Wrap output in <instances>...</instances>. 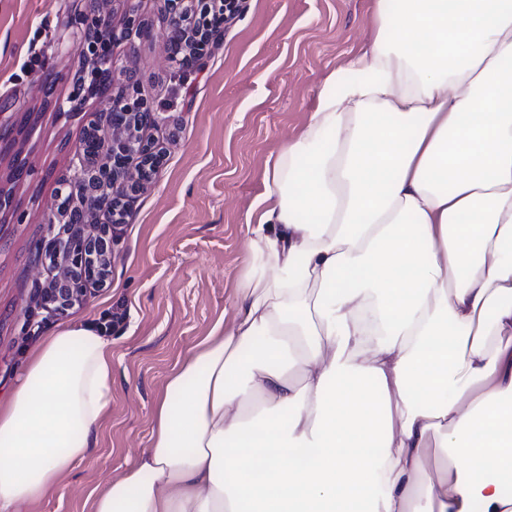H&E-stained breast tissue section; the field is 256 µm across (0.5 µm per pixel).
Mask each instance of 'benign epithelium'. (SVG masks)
I'll return each mask as SVG.
<instances>
[{
    "mask_svg": "<svg viewBox=\"0 0 512 512\" xmlns=\"http://www.w3.org/2000/svg\"><path fill=\"white\" fill-rule=\"evenodd\" d=\"M119 2L124 10L118 23L112 26L110 39L94 38L102 27L96 3L91 2L77 10L71 19L83 40L85 55H92L97 61L96 69L78 78V89H91L96 85L99 87L98 97L108 103L105 110L89 113L86 130L102 129L103 116L112 114V127L108 129L112 138V182L101 185L90 179L84 156L77 147L74 151V172L58 180L56 191L57 211L62 215L70 214L66 197L74 198L90 191L99 196L100 203L107 205L108 224L114 231L126 223L130 200L161 161V154L154 143L143 134L144 127L151 120V109L135 90L134 73L112 54V44L145 30V22L135 0ZM174 4L171 32L183 29L185 18L193 16L192 39L183 51L173 50L169 55L172 67L185 79L200 65L206 47L224 24V9L220 8L224 0H174ZM117 73L126 76L127 89L122 95L112 97L109 89ZM113 242L114 238L110 237L101 243L100 255L95 259L89 256L94 239L74 233L63 224L48 241L39 244L37 258L48 272L47 280L40 288L45 309L62 315L83 300L89 291L87 284L106 282L112 267Z\"/></svg>",
    "mask_w": 512,
    "mask_h": 512,
    "instance_id": "obj_1",
    "label": "benign epithelium"
}]
</instances>
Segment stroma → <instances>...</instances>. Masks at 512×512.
<instances>
[{
	"mask_svg": "<svg viewBox=\"0 0 512 512\" xmlns=\"http://www.w3.org/2000/svg\"><path fill=\"white\" fill-rule=\"evenodd\" d=\"M87 0H0V125L29 122L18 147L32 178L14 177L0 155V396L29 349L61 326L111 322L112 404L86 458L45 498L22 512H91L92 498L151 445L153 415L166 382L188 350L221 321L232 322L247 272V221L265 194L264 170L308 122L331 74L349 80L347 62L374 35L376 0H242L211 41L204 66L180 80L168 60L165 0H141L147 31L115 45L154 107L145 128L164 161L130 203L113 245L105 287L65 315L37 302L46 273L35 246L57 219V180L72 169L84 115L105 109L75 98L82 39L70 24ZM42 72L27 74L31 51ZM75 112L59 115L57 103Z\"/></svg>",
	"mask_w": 512,
	"mask_h": 512,
	"instance_id": "1",
	"label": "stroma"
}]
</instances>
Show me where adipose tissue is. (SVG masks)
Segmentation results:
<instances>
[{
    "label": "adipose tissue",
    "instance_id": "1",
    "mask_svg": "<svg viewBox=\"0 0 512 512\" xmlns=\"http://www.w3.org/2000/svg\"><path fill=\"white\" fill-rule=\"evenodd\" d=\"M373 24L265 169L232 326L93 512H512V0H376ZM111 403L99 325L33 347L0 397V512Z\"/></svg>",
    "mask_w": 512,
    "mask_h": 512
}]
</instances>
